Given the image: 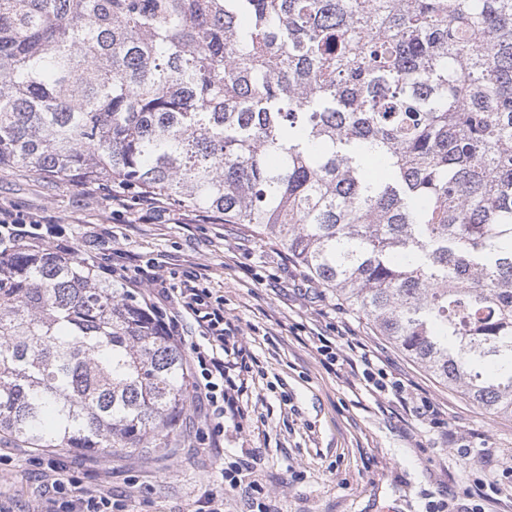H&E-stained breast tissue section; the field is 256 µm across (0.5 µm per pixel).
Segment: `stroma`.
<instances>
[{
  "mask_svg": "<svg viewBox=\"0 0 512 512\" xmlns=\"http://www.w3.org/2000/svg\"><path fill=\"white\" fill-rule=\"evenodd\" d=\"M0 203L47 218V241L77 258L122 265L134 281L198 276L224 299V318L251 355L246 419L225 420L224 443L206 444L205 408L187 403L168 448L98 457L73 450L57 457L87 484L110 488L128 512H196L223 494L224 512H435L469 500L479 512H512V420L495 418L378 336L373 324L322 288L274 243L236 224L187 208L147 212L133 197L111 202L16 166L0 167ZM350 336L404 381L408 401L373 392L361 367L324 362L313 339ZM430 400L436 418L414 405ZM485 446L487 466L461 465V447ZM258 449L246 466L245 449ZM48 454L0 436V495L15 512H33ZM241 468L239 486H223L224 468Z\"/></svg>",
  "mask_w": 512,
  "mask_h": 512,
  "instance_id": "obj_1",
  "label": "stroma"
}]
</instances>
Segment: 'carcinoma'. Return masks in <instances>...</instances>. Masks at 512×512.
Wrapping results in <instances>:
<instances>
[{"label": "carcinoma", "instance_id": "obj_1", "mask_svg": "<svg viewBox=\"0 0 512 512\" xmlns=\"http://www.w3.org/2000/svg\"><path fill=\"white\" fill-rule=\"evenodd\" d=\"M2 164L238 224L512 418V0H0ZM183 364L84 261L0 253V431L166 448Z\"/></svg>", "mask_w": 512, "mask_h": 512}]
</instances>
